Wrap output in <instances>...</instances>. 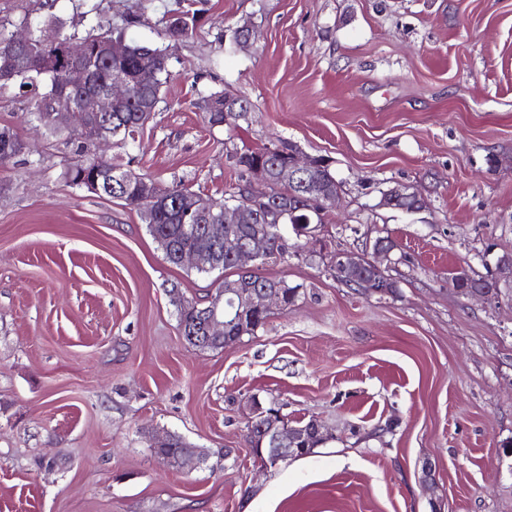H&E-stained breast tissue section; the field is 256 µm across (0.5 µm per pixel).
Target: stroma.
<instances>
[{"mask_svg": "<svg viewBox=\"0 0 512 512\" xmlns=\"http://www.w3.org/2000/svg\"><path fill=\"white\" fill-rule=\"evenodd\" d=\"M42 2L0 0V19L82 30L100 13L171 50L158 112L113 161L219 199L237 182L229 150L286 142L328 159L342 191L321 237L353 253L394 239L398 291L272 259L263 273L300 285L297 301L233 345L193 348L169 292L206 301L217 274L169 264L137 209L69 185L65 137L36 134L25 99L0 95V126L39 155L0 165V512H512V293L472 301L449 284L512 253V0H196L174 48L175 0ZM246 22L258 38L242 48ZM210 92L251 110L209 128ZM399 184L426 208H378ZM254 395L333 440L258 472ZM154 432L205 462L158 458ZM198 10H185L173 12V15L166 21L165 35L170 41L176 44L192 35L199 21ZM179 24V26H178Z\"/></svg>", "mask_w": 512, "mask_h": 512, "instance_id": "35a3bbf8", "label": "stroma"}]
</instances>
